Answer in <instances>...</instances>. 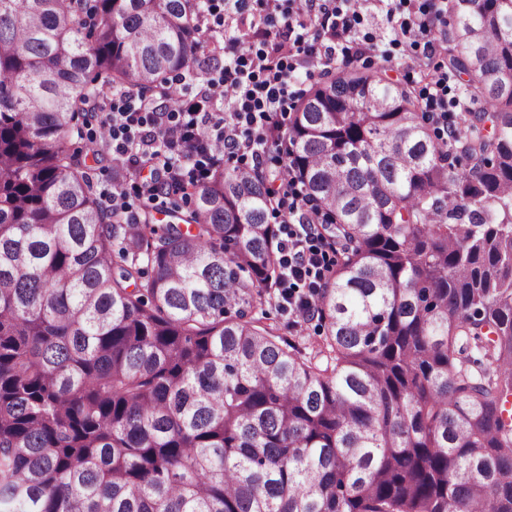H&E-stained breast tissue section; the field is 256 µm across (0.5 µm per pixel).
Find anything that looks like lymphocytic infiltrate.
Here are the masks:
<instances>
[{
    "mask_svg": "<svg viewBox=\"0 0 512 512\" xmlns=\"http://www.w3.org/2000/svg\"><path fill=\"white\" fill-rule=\"evenodd\" d=\"M402 34L419 33L425 42L416 62L428 67V81L422 89L425 107L433 122L456 136L448 124V74L432 60L444 47L434 37L437 24L448 12V0H427L414 8L412 0H399ZM270 20L290 30L287 43L272 51L233 46L234 60L204 83L196 104L170 109L166 97L121 92L100 105L102 122L110 129V143L116 154L126 157L138 169L166 173L169 180L158 186L150 180L142 185L150 199L177 191L183 184L205 179L210 168L225 156L260 160V150L270 141L278 117L297 99L301 91L290 84L294 61L311 65L320 76H328L335 57L351 61L372 51L376 38L365 34L356 38L359 22L351 0H264ZM230 101L229 112H205V102ZM224 145L223 153H213L210 141ZM269 190L278 207L295 216L280 241L282 277L274 297L280 309L301 318L311 317L315 297L336 247L321 237L319 224L323 207L307 198L297 177L276 170L270 175Z\"/></svg>",
    "mask_w": 512,
    "mask_h": 512,
    "instance_id": "lymphocytic-infiltrate-1",
    "label": "lymphocytic infiltrate"
}]
</instances>
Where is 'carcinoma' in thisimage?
<instances>
[{
  "mask_svg": "<svg viewBox=\"0 0 512 512\" xmlns=\"http://www.w3.org/2000/svg\"><path fill=\"white\" fill-rule=\"evenodd\" d=\"M205 6L0 0V512H512V0H450L452 142L368 67L279 130L339 246L309 353L253 315L266 171L121 224L68 146L116 87L179 106Z\"/></svg>",
  "mask_w": 512,
  "mask_h": 512,
  "instance_id": "cac0c4a2",
  "label": "carcinoma"
}]
</instances>
